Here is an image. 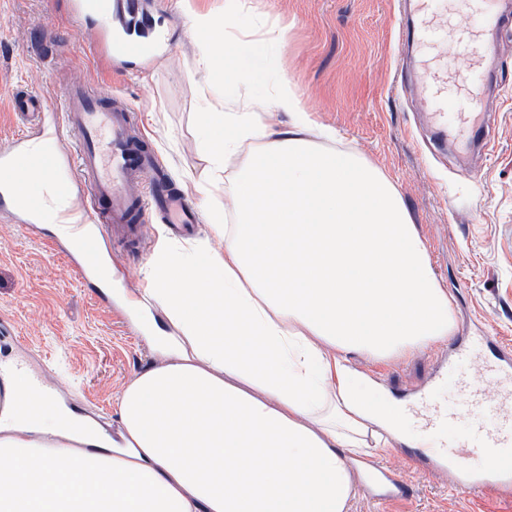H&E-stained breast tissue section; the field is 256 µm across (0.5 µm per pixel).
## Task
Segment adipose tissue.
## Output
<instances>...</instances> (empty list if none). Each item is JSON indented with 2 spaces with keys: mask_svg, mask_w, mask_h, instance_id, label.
I'll list each match as a JSON object with an SVG mask.
<instances>
[{
  "mask_svg": "<svg viewBox=\"0 0 512 512\" xmlns=\"http://www.w3.org/2000/svg\"><path fill=\"white\" fill-rule=\"evenodd\" d=\"M198 65L209 177L192 189L211 224L204 241L162 242L134 295L145 318L163 316L155 360L118 394L112 442L9 378L0 512H349L367 458L412 439L353 362L423 354L455 328L392 180L335 149L283 75L227 99L231 64L206 47ZM71 433L87 452L40 441Z\"/></svg>",
  "mask_w": 512,
  "mask_h": 512,
  "instance_id": "obj_1",
  "label": "adipose tissue"
}]
</instances>
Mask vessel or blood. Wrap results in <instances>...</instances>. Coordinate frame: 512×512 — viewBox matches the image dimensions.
<instances>
[{
	"mask_svg": "<svg viewBox=\"0 0 512 512\" xmlns=\"http://www.w3.org/2000/svg\"><path fill=\"white\" fill-rule=\"evenodd\" d=\"M398 21L401 46L440 44L461 45L467 64L459 83L472 106L458 121L470 133L480 134L487 121L481 109L482 86L470 84L469 70L497 51L487 31L502 20L493 0H483L482 29H448L430 23L437 0H404ZM68 17L76 29L92 34L88 52L95 64L112 69L137 60L162 58L166 46L163 34L150 25L140 0H113L107 13L90 16L84 0H69ZM423 105L431 121L447 123V113L438 102L448 95L447 80L421 83ZM61 100L63 112L49 110L38 93L18 90L12 97L14 111L30 120V132L14 135L0 143V219L12 224L40 222L43 200L29 190L32 175L52 176L69 169L83 190L79 207L67 211L66 222L81 228L78 251L85 264H93L110 241L118 240L129 250L145 248L147 212H157L161 221L189 231L199 222L197 211L163 181L156 156L146 141L129 136L134 113L131 107L113 104L88 84L66 83ZM75 133L73 152L37 150L33 137L58 138L63 130ZM96 215L95 227H86L87 215ZM498 354L484 361L464 351L459 341L449 343L442 356V369L410 400L409 417L421 425L430 445L418 462L422 469L446 473L451 488L465 493H490L512 497V346L492 337ZM452 379L455 399L444 404L439 390ZM460 436L454 446L441 448L434 440L448 428ZM362 491L375 504L386 506L407 499L408 490L396 473L380 463H371Z\"/></svg>",
	"mask_w": 512,
	"mask_h": 512,
	"instance_id": "vessel-or-blood-1",
	"label": "vessel or blood"
}]
</instances>
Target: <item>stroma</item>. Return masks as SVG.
I'll return each mask as SVG.
<instances>
[{
  "label": "stroma",
  "mask_w": 512,
  "mask_h": 512,
  "mask_svg": "<svg viewBox=\"0 0 512 512\" xmlns=\"http://www.w3.org/2000/svg\"><path fill=\"white\" fill-rule=\"evenodd\" d=\"M225 0H144L168 35L167 54L148 68L100 70L83 49L59 0H0V140L21 133L10 110L18 89L41 94L58 109L60 86L79 79L133 108L134 131L150 140L171 182L189 172L205 179L207 162L198 141L196 61L207 37L194 32L196 13L223 17ZM236 24L285 40L261 57L231 43L239 81L260 94L259 75L271 62L293 86L310 120L336 130L395 184L412 221L427 240L435 272L452 298L457 331L480 329L512 343V9L502 10L493 31L498 53L485 59L486 133L494 143L481 153L466 131L439 134L429 123L417 87L396 85L399 54L396 0H242ZM49 225L28 229L0 222V325L17 334L0 344V362L30 350L46 356L42 370L57 397L71 409L115 423V397L155 356L143 336L129 332L109 311L96 283L81 281ZM386 394L401 399L432 372L433 354L398 362L359 360ZM411 496L410 512H468L467 496L447 480L393 454Z\"/></svg>",
  "instance_id": "35a3bbf8"
}]
</instances>
